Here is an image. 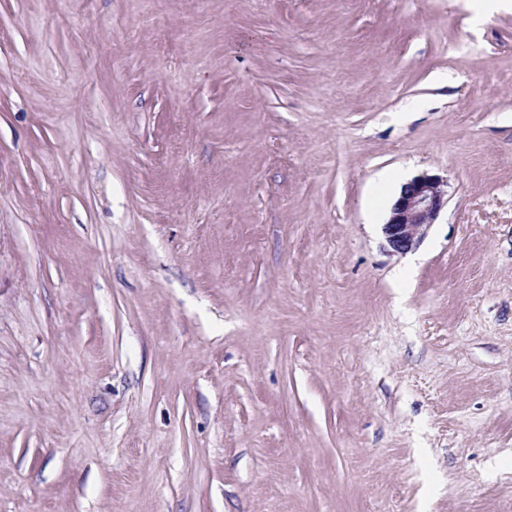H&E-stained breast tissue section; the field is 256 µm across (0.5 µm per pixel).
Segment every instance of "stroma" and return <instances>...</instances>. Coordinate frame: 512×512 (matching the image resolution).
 I'll use <instances>...</instances> for the list:
<instances>
[{
    "instance_id": "stroma-1",
    "label": "stroma",
    "mask_w": 512,
    "mask_h": 512,
    "mask_svg": "<svg viewBox=\"0 0 512 512\" xmlns=\"http://www.w3.org/2000/svg\"><path fill=\"white\" fill-rule=\"evenodd\" d=\"M0 0V512H512V9ZM448 203L390 254L414 177Z\"/></svg>"
}]
</instances>
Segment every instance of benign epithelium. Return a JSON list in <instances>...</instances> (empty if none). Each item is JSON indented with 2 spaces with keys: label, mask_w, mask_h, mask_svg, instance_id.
Wrapping results in <instances>:
<instances>
[{
  "label": "benign epithelium",
  "mask_w": 512,
  "mask_h": 512,
  "mask_svg": "<svg viewBox=\"0 0 512 512\" xmlns=\"http://www.w3.org/2000/svg\"><path fill=\"white\" fill-rule=\"evenodd\" d=\"M447 202L444 181L438 177L419 176L403 184L383 224L389 252L403 254L418 246Z\"/></svg>",
  "instance_id": "1"
}]
</instances>
